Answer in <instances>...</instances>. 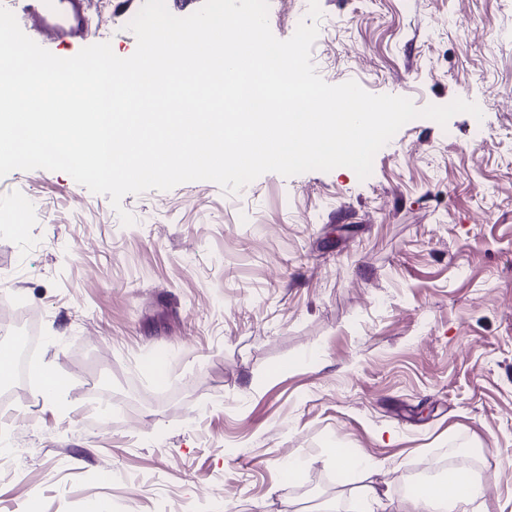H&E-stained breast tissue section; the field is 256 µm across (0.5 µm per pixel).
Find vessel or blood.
Listing matches in <instances>:
<instances>
[{"instance_id": "b4317fda", "label": "vessel or blood", "mask_w": 512, "mask_h": 512, "mask_svg": "<svg viewBox=\"0 0 512 512\" xmlns=\"http://www.w3.org/2000/svg\"><path fill=\"white\" fill-rule=\"evenodd\" d=\"M14 14L33 34L80 43L89 35L85 0H14Z\"/></svg>"}]
</instances>
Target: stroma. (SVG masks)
<instances>
[{
  "instance_id": "1",
  "label": "stroma",
  "mask_w": 512,
  "mask_h": 512,
  "mask_svg": "<svg viewBox=\"0 0 512 512\" xmlns=\"http://www.w3.org/2000/svg\"><path fill=\"white\" fill-rule=\"evenodd\" d=\"M305 3L269 0L275 37ZM142 5L90 0L89 43L132 55ZM319 6L326 83L482 118L408 122L364 180L129 194L130 226L66 173L0 177V328L37 339L0 413V512H218L217 494L219 512H349L369 483L404 512L407 482L450 456L512 512V0ZM157 345L161 385L141 363ZM48 366L71 379L51 399ZM338 448L377 469L338 470Z\"/></svg>"
}]
</instances>
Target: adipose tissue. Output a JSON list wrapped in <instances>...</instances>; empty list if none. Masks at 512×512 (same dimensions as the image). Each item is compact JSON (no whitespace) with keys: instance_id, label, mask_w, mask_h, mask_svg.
<instances>
[{"instance_id":"1","label":"adipose tissue","mask_w":512,"mask_h":512,"mask_svg":"<svg viewBox=\"0 0 512 512\" xmlns=\"http://www.w3.org/2000/svg\"><path fill=\"white\" fill-rule=\"evenodd\" d=\"M489 489L472 470L451 469L425 492L409 491L407 512H490Z\"/></svg>"}]
</instances>
